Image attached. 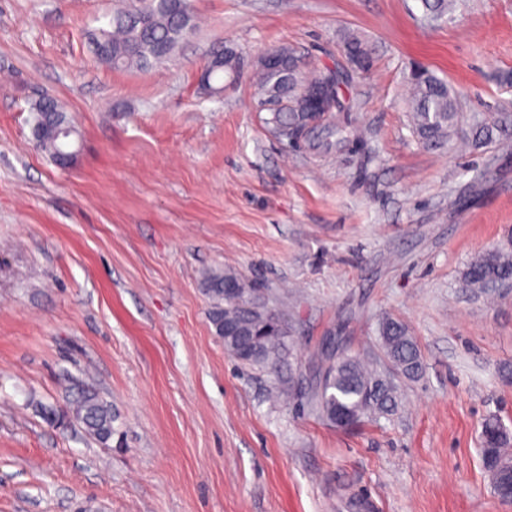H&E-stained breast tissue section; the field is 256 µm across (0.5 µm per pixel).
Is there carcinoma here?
Here are the masks:
<instances>
[{
  "instance_id": "carcinoma-1",
  "label": "carcinoma",
  "mask_w": 512,
  "mask_h": 512,
  "mask_svg": "<svg viewBox=\"0 0 512 512\" xmlns=\"http://www.w3.org/2000/svg\"><path fill=\"white\" fill-rule=\"evenodd\" d=\"M423 16L436 21L448 14L451 0H419ZM194 27V13L185 0H129V3L104 16L102 25L90 38L94 55L114 68L135 66L149 69L170 59L175 49ZM285 73L259 72L261 90L277 92L288 99V107L272 113L271 123L286 139L299 130L298 121L304 100L303 86L307 82H331L340 85L343 73L314 69L303 72L296 68L293 52L283 48ZM345 57L351 67L368 70L373 58L368 45L356 36L345 42ZM212 70L204 81L206 88L218 92L224 88V78L232 75L233 66L224 64V48L212 56ZM410 89L411 126L416 137L428 146L443 145L452 140L460 119L456 91L447 81L427 69L408 74ZM33 117L32 138L42 153L57 165L71 164L77 151L64 149L60 131L77 135L75 123L63 105L55 98L40 97L30 106ZM472 145L482 146L512 138V116L488 113L472 124ZM353 131L340 121L330 119L324 131L308 142L312 149L330 151L341 148ZM512 281V243L489 250L472 261L463 273L465 287L490 294ZM210 299L208 318L216 336L224 341L225 350L237 361L250 367L267 368L277 365L289 350L288 321L279 313L266 308L248 307L243 298L254 293L256 286L226 269L210 273L203 280ZM234 288L228 295L224 289ZM379 340L384 355L396 373L412 379L423 370L417 341L407 327L397 319L385 318L379 325ZM318 386L315 405L327 419L342 428L362 422L370 414H388L398 406L392 384L383 382L360 357L343 349L336 352L322 347L317 366ZM90 437L106 446L117 433L112 405L92 388L82 390L63 410ZM483 447L494 449L497 466L482 461L492 486H499L500 473L512 467V444L506 428L489 418L482 424Z\"/></svg>"
}]
</instances>
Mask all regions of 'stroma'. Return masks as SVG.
<instances>
[{
  "label": "stroma",
  "mask_w": 512,
  "mask_h": 512,
  "mask_svg": "<svg viewBox=\"0 0 512 512\" xmlns=\"http://www.w3.org/2000/svg\"><path fill=\"white\" fill-rule=\"evenodd\" d=\"M126 0H0V512H512L481 461V424L512 432V291L462 286L512 239V142L428 148L406 73L423 65L472 118L512 113V0L447 22L417 0H192L196 26L148 70L99 62L89 34ZM373 66L349 67L344 39ZM242 66L221 93L216 45ZM345 70L340 118L361 136L317 152L279 137L259 57ZM73 115L75 163L32 144L28 100ZM233 269L286 313L277 370L214 335L205 274ZM403 321L423 358L398 408L344 429L306 395L322 338L389 374L378 341ZM111 402L122 446L64 409ZM345 57L351 67L358 70H369L373 58L368 45L356 36H349L345 42ZM214 52L215 53L213 54L211 61L212 70L208 79L203 80V83L206 85L205 88L208 90L218 92L224 88V76H231L233 72L232 64H224V55L236 56V54L229 49H224L223 47L217 48Z\"/></svg>",
  "instance_id": "1"
}]
</instances>
